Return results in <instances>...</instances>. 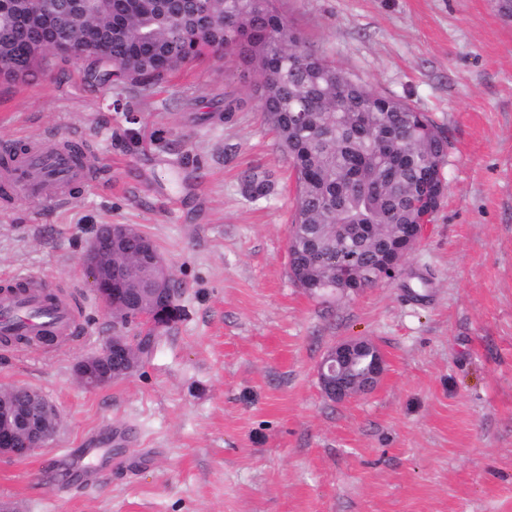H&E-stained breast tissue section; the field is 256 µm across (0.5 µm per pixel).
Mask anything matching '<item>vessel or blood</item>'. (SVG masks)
I'll use <instances>...</instances> for the list:
<instances>
[{
  "label": "vessel or blood",
  "mask_w": 512,
  "mask_h": 512,
  "mask_svg": "<svg viewBox=\"0 0 512 512\" xmlns=\"http://www.w3.org/2000/svg\"><path fill=\"white\" fill-rule=\"evenodd\" d=\"M88 168L71 164L58 145H44L29 155L15 159L11 168L0 169V207L12 206L17 194L32 205L52 201L69 203L74 189L89 185ZM42 276L37 272L15 274L0 279V335L29 336L51 333L65 339L78 332L79 314L67 303L47 300L42 292Z\"/></svg>",
  "instance_id": "vessel-or-blood-1"
}]
</instances>
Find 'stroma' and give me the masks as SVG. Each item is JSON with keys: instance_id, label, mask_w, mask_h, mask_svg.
<instances>
[{"instance_id": "stroma-1", "label": "stroma", "mask_w": 512, "mask_h": 512, "mask_svg": "<svg viewBox=\"0 0 512 512\" xmlns=\"http://www.w3.org/2000/svg\"><path fill=\"white\" fill-rule=\"evenodd\" d=\"M502 0H280L336 66L428 115L446 192L400 273L323 299L290 273L294 172L244 69L210 56L142 97L86 63L0 80V143L79 142L98 181L71 204L0 210V275L80 294L82 335L0 343V388L42 392L49 447L0 458L12 512H512V10ZM243 100L216 119L224 97ZM212 120H204V113ZM268 172L247 200L243 170ZM101 224H136L181 286L183 315L130 377L89 390L75 365L112 334L82 267ZM383 351L381 384L337 403L333 343ZM94 449L95 478L74 463ZM240 181L243 195L250 201L265 199L271 192V181L265 174L251 170L244 171Z\"/></svg>"}]
</instances>
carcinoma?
I'll return each instance as SVG.
<instances>
[{"label": "carcinoma", "mask_w": 512, "mask_h": 512, "mask_svg": "<svg viewBox=\"0 0 512 512\" xmlns=\"http://www.w3.org/2000/svg\"><path fill=\"white\" fill-rule=\"evenodd\" d=\"M9 2L0 0L1 79L47 74L56 58L79 62L59 48L32 54L39 33L16 27ZM93 2L86 0V24L74 29L99 41L88 55L93 84H112L116 66L120 83L147 96L220 46L256 75L254 92L296 176L289 238L315 236L328 224H373L379 236H392L399 224L419 223L414 202L437 195L444 178L431 160L444 159L448 149L441 129L405 101L374 92L329 62L277 0H128L116 20L95 14ZM240 181L250 201L271 192L262 173L245 171ZM375 252L370 240L334 243L305 265L292 263V275L302 287L313 279L330 287L341 263L364 271Z\"/></svg>", "instance_id": "1"}]
</instances>
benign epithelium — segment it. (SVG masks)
<instances>
[{"label": "benign epithelium", "mask_w": 512, "mask_h": 512, "mask_svg": "<svg viewBox=\"0 0 512 512\" xmlns=\"http://www.w3.org/2000/svg\"><path fill=\"white\" fill-rule=\"evenodd\" d=\"M25 0H16L20 22L26 27L53 36L57 46L66 47V32L81 19L82 0H66L46 6L37 14L21 10ZM425 224H406L395 241L379 254L377 264L367 272L346 271L336 276L343 294H356L386 277L393 276L423 237ZM330 235L346 242L351 237L371 235L374 226L364 224H332ZM82 265L90 285L114 324L134 321L144 326L151 336L160 335L167 324L162 318L172 310L180 292L166 259L155 248L148 247L134 224H101L89 241ZM138 268L148 277L154 300L142 305L133 300L129 290V274ZM131 344L113 336L96 352L81 358L75 368L78 382L85 388L112 383V363L134 370L129 359ZM386 371L384 353L365 339H346L333 344L317 369L323 394L335 401H347L363 391L373 389ZM61 417L56 408L33 390L17 389L0 393V456L18 457L46 447L56 436Z\"/></svg>", "instance_id": "7a95c632"}]
</instances>
